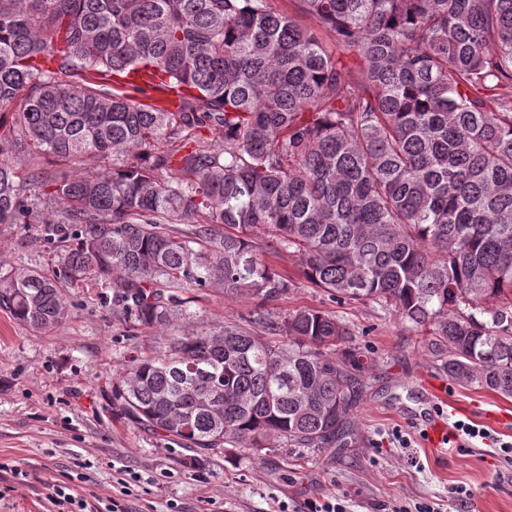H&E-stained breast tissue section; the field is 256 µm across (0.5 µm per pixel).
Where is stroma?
<instances>
[{"instance_id": "1", "label": "stroma", "mask_w": 512, "mask_h": 512, "mask_svg": "<svg viewBox=\"0 0 512 512\" xmlns=\"http://www.w3.org/2000/svg\"><path fill=\"white\" fill-rule=\"evenodd\" d=\"M52 250L39 225L0 224V278L23 265L49 270ZM274 263L295 286L270 304L271 313L328 311L350 327L353 347L371 352L347 447L324 456L237 448L183 464L178 445L112 408V384L130 353L163 352L168 337L115 317L111 294L66 285L69 316L51 331H32L0 311V463L25 473L20 479L0 471V487L9 489L0 512H46L43 487L65 474L101 510L119 495L121 466L141 478L132 512H276L281 504L306 512L309 502L334 496L347 512L410 510L423 501L454 512L448 500L462 484L474 492L473 512H512V460L479 442L436 448L426 436L430 424L461 419L510 441L512 399L451 380L428 349V332L408 328L391 308L337 304L306 281L296 257ZM252 309L248 298L202 288L192 293V327L238 323ZM396 428L408 447L392 444Z\"/></svg>"}]
</instances>
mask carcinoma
Returning a JSON list of instances; mask_svg holds the SVG:
<instances>
[{"label": "carcinoma", "instance_id": "cac0c4a2", "mask_svg": "<svg viewBox=\"0 0 512 512\" xmlns=\"http://www.w3.org/2000/svg\"><path fill=\"white\" fill-rule=\"evenodd\" d=\"M295 2L311 25L273 0H0V224L54 245L52 274L0 279V308L57 327L65 282L166 331L112 407L186 465L352 434L369 356L337 352L330 313L271 314L294 280L268 255L339 303H386L448 377L512 398V0ZM91 155L109 171L60 167ZM193 288L254 310L195 331Z\"/></svg>", "mask_w": 512, "mask_h": 512}]
</instances>
